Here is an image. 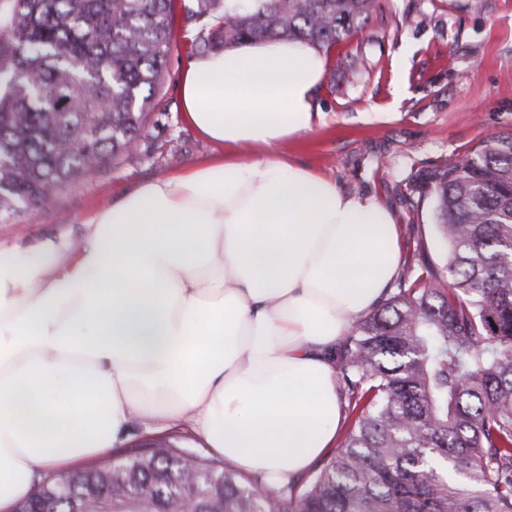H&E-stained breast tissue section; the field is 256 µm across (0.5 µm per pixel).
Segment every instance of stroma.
I'll list each match as a JSON object with an SVG mask.
<instances>
[{
	"instance_id": "35a3bbf8",
	"label": "stroma",
	"mask_w": 512,
	"mask_h": 512,
	"mask_svg": "<svg viewBox=\"0 0 512 512\" xmlns=\"http://www.w3.org/2000/svg\"><path fill=\"white\" fill-rule=\"evenodd\" d=\"M190 2L175 0L172 50L135 148L70 182L39 212L0 220V246L34 257L60 234L81 240L82 217L139 183L223 154V144L196 131L181 110V77L195 57L184 30ZM358 53L368 65L355 74L349 61ZM328 58L335 82L318 89L311 129L284 153L345 193L376 197L400 226L402 268L432 269L438 288L448 287L447 253L422 182L481 140L512 132V0H380L379 12ZM165 439L209 451L186 423L149 433L135 420L111 454Z\"/></svg>"
}]
</instances>
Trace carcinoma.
I'll return each mask as SVG.
<instances>
[{"mask_svg":"<svg viewBox=\"0 0 512 512\" xmlns=\"http://www.w3.org/2000/svg\"><path fill=\"white\" fill-rule=\"evenodd\" d=\"M379 0H192L200 53L288 36L331 51ZM174 0H0V219L131 152L171 47ZM448 291L419 275L354 319L335 368L352 424L296 492L224 459L144 448L45 474L28 512H512V134L430 171Z\"/></svg>","mask_w":512,"mask_h":512,"instance_id":"carcinoma-1","label":"carcinoma"}]
</instances>
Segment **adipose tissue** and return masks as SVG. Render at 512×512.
Segmentation results:
<instances>
[{
    "instance_id": "adipose-tissue-1",
    "label": "adipose tissue",
    "mask_w": 512,
    "mask_h": 512,
    "mask_svg": "<svg viewBox=\"0 0 512 512\" xmlns=\"http://www.w3.org/2000/svg\"><path fill=\"white\" fill-rule=\"evenodd\" d=\"M327 66L289 37L195 58L183 112L222 158L96 211L81 248L58 238L35 264L0 248V512L45 468L109 453L136 418L189 422L273 489L332 448L334 352L401 249L374 196L282 152L311 128Z\"/></svg>"
}]
</instances>
